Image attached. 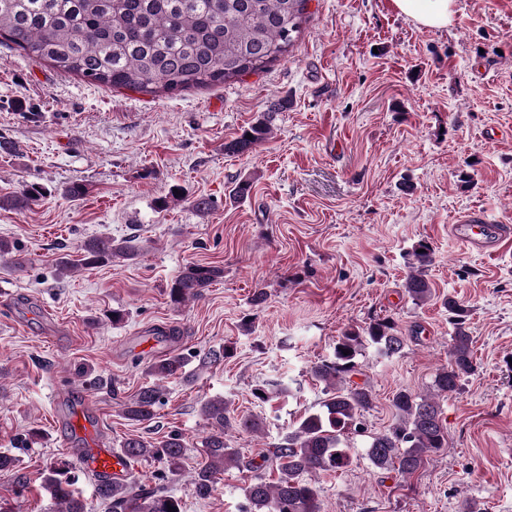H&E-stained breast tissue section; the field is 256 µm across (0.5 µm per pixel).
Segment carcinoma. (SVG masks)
<instances>
[{"label": "carcinoma", "instance_id": "cac0c4a2", "mask_svg": "<svg viewBox=\"0 0 512 512\" xmlns=\"http://www.w3.org/2000/svg\"><path fill=\"white\" fill-rule=\"evenodd\" d=\"M307 0H0V43L49 62L55 68L90 83L123 87L145 93L181 92L191 87L224 84L264 69L293 46L305 22ZM273 113L253 124L248 133L224 144V151L244 154L266 139ZM42 192L25 185L0 198V207L23 210ZM139 250L135 238L93 237L81 244L80 258L63 257L59 273L92 267L116 259H130ZM405 292L416 304L433 297L427 278L434 264V249L421 240L411 250ZM224 270L215 265L193 264L169 285L170 301L180 305L203 295ZM453 325L450 362L433 381L434 395L396 391L391 400L396 422L365 443L371 465L401 476L416 472L426 456L448 447L437 397L458 389L460 380L475 369L468 309L452 297L443 298ZM407 337L390 317H374L352 327L336 340L332 358L312 367L325 384L327 399L319 410L308 412L285 436L268 444L264 459L275 465L278 479L268 483L254 476L244 487L241 512H321L319 490L313 476L334 472L346 464L347 434L363 435L361 417L373 404L370 386L353 377L360 373L358 356L367 345L386 358L400 354ZM349 354H343V351ZM187 359L169 354L149 366L155 382L146 384L122 405L123 416L133 422L152 421L161 405L159 382L185 375ZM282 389L265 383L252 390L254 400L270 403ZM200 412L208 434L202 441L204 463L192 475L196 497L212 496L218 475L244 465L240 449L230 443L231 433L259 434L262 421L254 415L231 413L221 397L205 399ZM186 448L181 433L171 430L153 440L125 439L123 450L134 459H151L163 465L154 484L138 480L96 483V497L109 512H183V502L171 494L167 483L181 475ZM76 472L65 458L45 465L42 488L58 512H89L76 488Z\"/></svg>", "mask_w": 512, "mask_h": 512}]
</instances>
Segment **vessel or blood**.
Segmentation results:
<instances>
[{"label":"vessel or blood","mask_w":512,"mask_h":512,"mask_svg":"<svg viewBox=\"0 0 512 512\" xmlns=\"http://www.w3.org/2000/svg\"><path fill=\"white\" fill-rule=\"evenodd\" d=\"M455 240L471 250L496 252L505 236V226L478 209L460 214L451 226ZM72 422L77 438L83 446L79 451L81 468L114 483L126 482L136 469V464L123 450L109 447L99 439L100 420L86 416L82 406H75Z\"/></svg>","instance_id":"obj_1"}]
</instances>
